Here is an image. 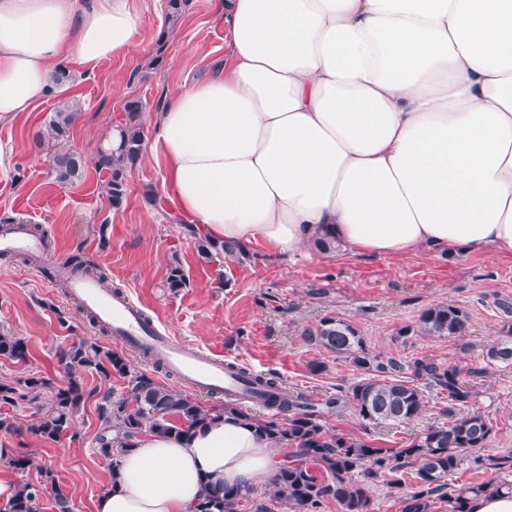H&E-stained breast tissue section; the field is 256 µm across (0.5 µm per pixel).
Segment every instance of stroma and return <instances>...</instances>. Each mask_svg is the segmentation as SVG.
I'll use <instances>...</instances> for the list:
<instances>
[{
  "mask_svg": "<svg viewBox=\"0 0 512 512\" xmlns=\"http://www.w3.org/2000/svg\"><path fill=\"white\" fill-rule=\"evenodd\" d=\"M167 0H141L140 47L136 52L103 61L93 73L71 68V79L40 96L30 111L0 122V225L23 222L42 227L49 263L57 266L72 255L102 268L107 288L131 296L156 324L191 345L222 354L225 360L279 380L289 390L316 400L344 394L358 379L349 361L310 344L304 333L327 316L352 321L368 349L381 360H393L404 379H412L413 363L430 359L465 367H486L472 379V410L494 424L489 455L512 453V367L486 366L483 356L503 338L508 321L496 307L512 300V257L486 250L441 256L351 255L310 246L285 259L259 244L238 262L201 259L186 229L175 198L164 182L161 157L143 154L127 181V198L113 208L105 192V174L85 165L67 185L52 183L50 156L39 147L38 133L58 101L77 102L82 112L73 125L72 146L92 158L113 130L125 123L124 105L140 98L144 146L154 139V118L169 93L213 73L224 61L226 33L215 0H188L174 27H166ZM165 45H158V37ZM180 265L186 286L173 292L166 277ZM454 304L469 314V328L456 337L397 338L404 325L437 304ZM25 339L26 360L0 359V379L39 373L65 385L70 371L58 362L59 345L85 340L116 349L110 334L89 320L60 289L49 288L28 261L0 259V328ZM325 368L312 372V362ZM92 395L73 412L78 439L51 441L32 434L31 409L12 413L15 431H0V448L29 455L25 471L0 457V478L42 483L51 469L57 487L79 512H94L106 484L105 460L94 449L99 422L97 391L120 389L117 378L83 373ZM448 402L433 393L415 420L395 426L368 425L349 407L324 415L326 430L359 436L382 448H400L428 427L446 422Z\"/></svg>",
  "mask_w": 512,
  "mask_h": 512,
  "instance_id": "obj_1",
  "label": "stroma"
}]
</instances>
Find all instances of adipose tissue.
Returning <instances> with one entry per match:
<instances>
[{"label": "adipose tissue", "mask_w": 512, "mask_h": 512, "mask_svg": "<svg viewBox=\"0 0 512 512\" xmlns=\"http://www.w3.org/2000/svg\"><path fill=\"white\" fill-rule=\"evenodd\" d=\"M224 66L174 91L154 146L214 242L294 255L512 254V0H221ZM136 0H0V121L61 62L139 46ZM288 451L238 416L147 434L96 512H193L202 478L247 490Z\"/></svg>", "instance_id": "ef3b65f1"}]
</instances>
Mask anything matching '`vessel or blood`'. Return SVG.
Returning <instances> with one entry per match:
<instances>
[{
	"label": "vessel or blood",
	"mask_w": 512,
	"mask_h": 512,
	"mask_svg": "<svg viewBox=\"0 0 512 512\" xmlns=\"http://www.w3.org/2000/svg\"><path fill=\"white\" fill-rule=\"evenodd\" d=\"M0 250L31 255L36 268L49 254L45 243L31 235L24 224L0 225ZM67 292L99 324L108 326L121 346L148 353L152 361L160 362L190 388L204 394L241 395L248 391V384L227 369L221 356L189 347L148 322L128 296L113 294L95 279L80 273L70 276Z\"/></svg>",
	"instance_id": "obj_1"
}]
</instances>
